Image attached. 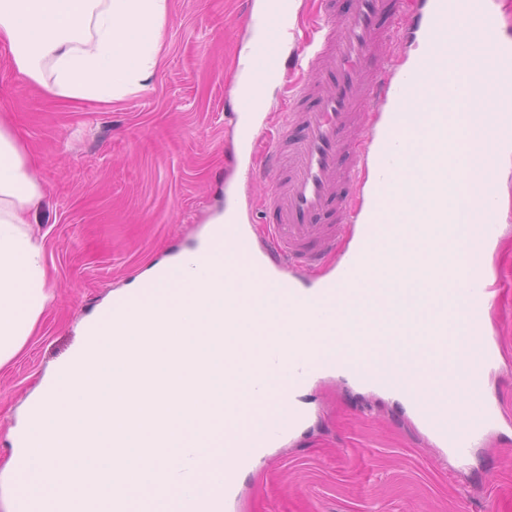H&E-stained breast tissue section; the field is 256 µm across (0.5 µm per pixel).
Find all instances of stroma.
Returning a JSON list of instances; mask_svg holds the SVG:
<instances>
[{
    "label": "stroma",
    "instance_id": "obj_1",
    "mask_svg": "<svg viewBox=\"0 0 512 512\" xmlns=\"http://www.w3.org/2000/svg\"><path fill=\"white\" fill-rule=\"evenodd\" d=\"M255 0H169L154 86L111 104L54 99L20 75L0 44V116L43 185L37 207L56 302L0 371V512H16L9 484L31 407L88 328L128 285L193 250L225 203L263 223L266 181L232 159L224 99ZM492 271L507 286L491 324L502 365L485 395L512 415V223ZM298 400L308 423L242 473L229 512H512V422L456 463L399 400L316 379Z\"/></svg>",
    "mask_w": 512,
    "mask_h": 512
}]
</instances>
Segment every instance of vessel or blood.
Wrapping results in <instances>:
<instances>
[{"instance_id": "b4317fda", "label": "vessel or blood", "mask_w": 512, "mask_h": 512, "mask_svg": "<svg viewBox=\"0 0 512 512\" xmlns=\"http://www.w3.org/2000/svg\"><path fill=\"white\" fill-rule=\"evenodd\" d=\"M497 3L325 0L322 16L311 25L310 51L292 87V102L278 123L269 125L261 112L236 113L245 163H253L261 141L269 143L263 163L273 184L261 206L272 221L265 226L264 242H255L239 212L225 207L223 222L210 232L204 258L159 268L139 288L118 296L112 325L134 328L145 310L167 303L173 287L191 288L198 278H210L215 287L226 290L224 315L212 319V334L221 335L235 326L238 311L259 298L267 304L266 318L255 323L251 334L262 348L257 354L236 357L237 372L246 379V387L227 382L220 373H199L197 381L210 399L195 413L192 428L152 442L166 455L193 449L197 471L211 473V480L175 484L153 459H145L119 486L127 512H225L240 470L301 428L307 415L297 404V395L330 372L402 398L435 444L448 449L459 462L467 459L474 439L500 424L501 405L483 399L463 426H449L447 414L420 399L390 362L401 324L378 318L367 303L360 307L354 303L355 297L367 300L376 291L394 298L383 279H375L370 289L363 281L371 256L394 242L399 225H418L431 242L448 234V201L461 188L448 178V132L459 99L442 79L448 71L447 58L435 56L433 50L442 24L458 9L471 11L483 31L502 30ZM408 36L422 47L420 80L437 90L444 105L414 118L422 144L406 139L394 121L378 142L373 121L380 106L403 94L392 81L393 57L387 47ZM474 51L494 60L483 72V82L499 88L503 97L512 96V39L479 43ZM279 70V63H272L269 71L232 83L231 89L239 97H262ZM485 129L487 148L470 160L464 178L489 173L496 149L512 148L511 117L491 116ZM372 143L379 146L374 158L368 149ZM414 166L430 175L426 181L411 180L424 199L417 214L405 210L391 191L394 181ZM346 233L355 238L356 246L350 254L336 255V241ZM331 254L337 257L335 271L323 274L318 287H296L299 272ZM426 301L432 317L414 327L411 337L419 350L431 356L433 372L441 373L448 369L460 328L472 333L479 329L484 303L444 281L430 289ZM340 302L351 306V334L370 336V343L335 341ZM304 327L319 335L315 346L294 350L282 342L285 332L296 333ZM96 445L94 421L85 419L72 432L69 446L81 459ZM228 453L234 465H225ZM81 487L74 506L79 512H101L103 492L93 470H85Z\"/></svg>"}]
</instances>
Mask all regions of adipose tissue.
<instances>
[{
	"label": "adipose tissue",
	"mask_w": 512,
	"mask_h": 512,
	"mask_svg": "<svg viewBox=\"0 0 512 512\" xmlns=\"http://www.w3.org/2000/svg\"><path fill=\"white\" fill-rule=\"evenodd\" d=\"M279 0H256L240 63L263 67L286 51L289 38L274 22L271 8ZM169 0H0V43L6 44L19 74L64 101L112 103L150 89L157 78ZM483 35L468 21L444 31L439 42L448 46L455 71L469 74L459 89L463 110L458 115L451 151L461 160L476 152V130L489 114L502 110L501 96L483 84L490 56H478L469 46ZM43 195L42 184L27 162L24 146L7 122L0 120V368L25 348L42 315L55 301L45 259L44 233L31 221ZM476 193L456 197L457 232L451 242L424 244L402 237L383 254L385 279L399 290L396 318H429L430 307L419 295L425 282L411 278L412 267L427 264L447 270L459 288L479 295L483 281L473 272L472 239L485 225L462 221L472 211ZM482 336L462 337L457 353L448 359L446 375L426 377V355L405 352L395 357L403 380L430 404L446 406L448 414L464 420L484 381L471 367Z\"/></svg>",
	"instance_id": "ef3b65f1"
}]
</instances>
